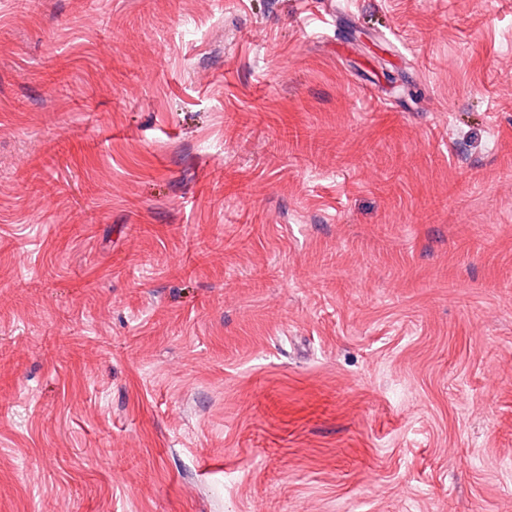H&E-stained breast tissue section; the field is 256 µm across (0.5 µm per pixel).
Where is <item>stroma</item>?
<instances>
[{
	"mask_svg": "<svg viewBox=\"0 0 512 512\" xmlns=\"http://www.w3.org/2000/svg\"><path fill=\"white\" fill-rule=\"evenodd\" d=\"M0 0V512H512V0Z\"/></svg>",
	"mask_w": 512,
	"mask_h": 512,
	"instance_id": "obj_1",
	"label": "stroma"
}]
</instances>
